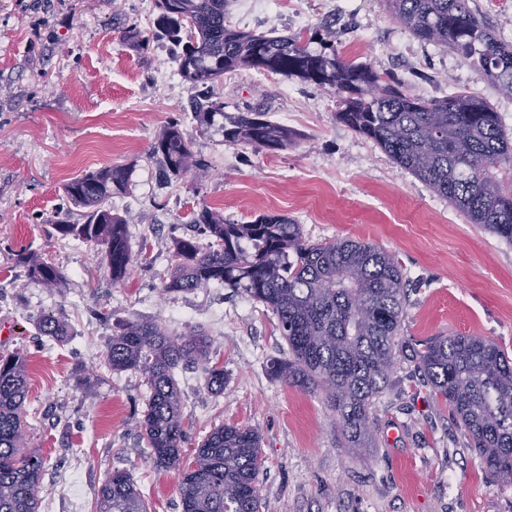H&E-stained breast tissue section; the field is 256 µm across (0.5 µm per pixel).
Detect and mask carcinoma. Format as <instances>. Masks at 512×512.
Here are the masks:
<instances>
[{"label":"carcinoma","mask_w":512,"mask_h":512,"mask_svg":"<svg viewBox=\"0 0 512 512\" xmlns=\"http://www.w3.org/2000/svg\"><path fill=\"white\" fill-rule=\"evenodd\" d=\"M233 0H153L150 34L124 24L120 40L140 54L154 41L168 42L183 81L196 90L189 102L202 128L224 114L214 92L224 75L239 69L297 78L334 90L336 116L374 141L433 193L512 242V135L484 99L459 91L423 100L368 64L336 49V20L304 37L258 36L228 23ZM415 39L443 45L463 63L512 97V44L502 41L470 10L468 0H383ZM317 48H310V44ZM224 140L269 154L288 148L293 129L248 107L221 127ZM150 155L168 181L209 167L195 157L175 123L152 144ZM127 171L105 167L68 182L64 194L78 210L52 225L60 240L102 246L112 283L125 281L133 259L128 224L112 212V197L127 188ZM196 234L174 239L166 292L211 285L236 288L277 318L289 357L270 363L272 378L322 390L352 448L374 437L372 399L386 386L402 347L405 279L380 247L351 238L309 243L286 215L262 214L246 223L221 218L204 205L193 213ZM26 277L49 288L65 287L59 268L34 251L12 254ZM43 336L62 338L65 325L42 317ZM203 330L177 335L157 321L122 324L112 336V371L133 370L150 394L138 421L149 456L158 467L180 464L188 434L174 371L199 369L214 394L224 393V367L210 361ZM417 368L438 399L448 404L470 438L486 472L512 484V358L495 342L476 336H435L417 353ZM28 396L26 356L0 355V512H39L44 458L25 449L22 414ZM262 436L258 429L219 425L197 443L193 464L183 468L182 512H269L259 488ZM96 512H150L129 475L115 470L99 488Z\"/></svg>","instance_id":"obj_1"}]
</instances>
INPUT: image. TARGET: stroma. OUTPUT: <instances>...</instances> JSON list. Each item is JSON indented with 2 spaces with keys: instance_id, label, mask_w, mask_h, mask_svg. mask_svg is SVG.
<instances>
[{
  "instance_id": "35a3bbf8",
  "label": "stroma",
  "mask_w": 512,
  "mask_h": 512,
  "mask_svg": "<svg viewBox=\"0 0 512 512\" xmlns=\"http://www.w3.org/2000/svg\"><path fill=\"white\" fill-rule=\"evenodd\" d=\"M145 0H0V353L27 358L22 427L27 449L46 460L39 512H94L108 474H130L151 512H181L180 474L153 466L137 419L149 386L135 371L105 363L115 325L157 319L183 333L205 330L223 394L201 374L177 371L191 442L234 424L262 434L260 491L271 512H512V485L488 474L450 408L415 358L429 339L478 336L512 354V242L469 223L446 198L392 163L376 144L339 122L332 90L275 74L239 70L216 88L228 107L260 104L298 137L275 154L200 131L188 110L191 86L169 48L140 55L119 40L123 22L150 31ZM335 19L348 59L393 73L405 91L438 99L468 91L489 101L512 129V97L447 48L422 44L381 0H236L230 25L293 36ZM211 168L200 181L165 182L150 155L171 121ZM126 167L127 190L112 200L129 224L134 263L113 284L101 247L57 239L65 184ZM225 219L276 213L312 243L353 238L388 251L408 288L402 352L373 400L375 436L349 447L321 391L274 380L270 360L286 356L276 317L244 293L198 288L167 293L174 235L193 209ZM44 254L63 289L27 279L8 249ZM50 314L61 341L40 336ZM82 386H75V377Z\"/></svg>"
}]
</instances>
